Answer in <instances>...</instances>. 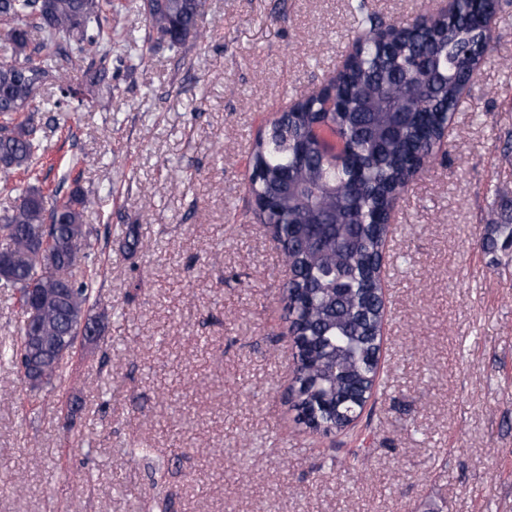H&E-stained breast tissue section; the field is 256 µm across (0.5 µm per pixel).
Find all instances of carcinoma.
<instances>
[{"label": "carcinoma", "mask_w": 512, "mask_h": 512, "mask_svg": "<svg viewBox=\"0 0 512 512\" xmlns=\"http://www.w3.org/2000/svg\"><path fill=\"white\" fill-rule=\"evenodd\" d=\"M491 0H464L459 12L421 14L416 28L386 24L366 3L358 48L338 79L336 110L322 100L298 102L252 147L248 189L265 205L258 214L278 238L294 268L283 292L296 336L289 402L305 426L325 433L351 428L366 392L375 386V326L383 320L381 266L390 205L431 163L448 115L459 105L460 87L480 68L488 51L479 27ZM114 0H0V173L29 172L44 151L31 112L37 91L51 81L65 99L83 103L112 87ZM146 17L148 40L170 48L201 35L202 0H134ZM42 33L34 45L30 29ZM85 61L83 80L71 82L73 62ZM28 116L21 117V114ZM335 128L348 144L338 166L308 138L312 124ZM95 201L77 187L59 198L30 187L0 215V253L12 258L0 288L19 292L21 307L34 289L38 319L20 324L18 338L0 346V359L21 368L33 341L45 350L38 375L47 385L61 378L63 339L100 335L89 314L95 281L96 240L84 223ZM336 218L321 245L305 243L310 227ZM46 243L40 263L30 256L31 236ZM512 247V215L491 228L483 246L497 238Z\"/></svg>", "instance_id": "cac0c4a2"}]
</instances>
